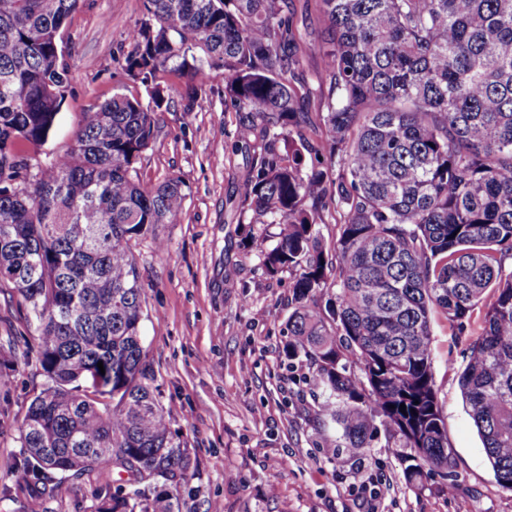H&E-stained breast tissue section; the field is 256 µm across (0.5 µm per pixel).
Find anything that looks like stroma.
Returning <instances> with one entry per match:
<instances>
[{"label": "stroma", "instance_id": "1", "mask_svg": "<svg viewBox=\"0 0 512 512\" xmlns=\"http://www.w3.org/2000/svg\"><path fill=\"white\" fill-rule=\"evenodd\" d=\"M296 34L305 44L302 76L310 93L316 140L328 88L321 85L326 36L319 0H292ZM144 19L142 0H83L62 32L69 86L41 160L74 144L83 112L118 92L142 86L126 70L129 33ZM171 98L154 141L136 165L147 186L180 178L186 199L180 223L164 224L166 243L134 248L144 286L146 363L172 431L194 466L181 487V512H512V492L496 482L461 398L459 377L468 336L442 314L432 317L435 388L456 476L407 485L398 449L378 431L360 452L335 446L323 424L324 394L305 360H285L283 328L291 311L292 275L269 277L245 245L250 213L236 210L248 154L236 145V116L224 104V70L210 68L203 104L183 111V77L162 78ZM11 343L0 378V478L14 463L29 401L45 378L37 333L23 300L0 292V343Z\"/></svg>", "mask_w": 512, "mask_h": 512}]
</instances>
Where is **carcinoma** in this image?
Wrapping results in <instances>:
<instances>
[{
  "mask_svg": "<svg viewBox=\"0 0 512 512\" xmlns=\"http://www.w3.org/2000/svg\"><path fill=\"white\" fill-rule=\"evenodd\" d=\"M81 2L0 0V290L25 302L47 378L0 501L49 512L64 483L94 472L93 512H180L193 463L146 369L130 242L162 248L158 226L181 220L186 195L175 177L143 186L136 164L166 104L159 74L192 84L190 112L218 64L251 154L241 208L280 228L275 244L249 245L270 277L293 274L283 353L308 362L325 422L353 452L384 428L411 486L455 477L432 315L463 334L481 306L459 385L512 491V0H320L330 102L316 143L289 0H143L126 63L148 98L114 94L83 113L68 152L34 164L68 85L60 34ZM330 207L341 221L328 247L317 225Z\"/></svg>",
  "mask_w": 512,
  "mask_h": 512,
  "instance_id": "cac0c4a2",
  "label": "carcinoma"
}]
</instances>
